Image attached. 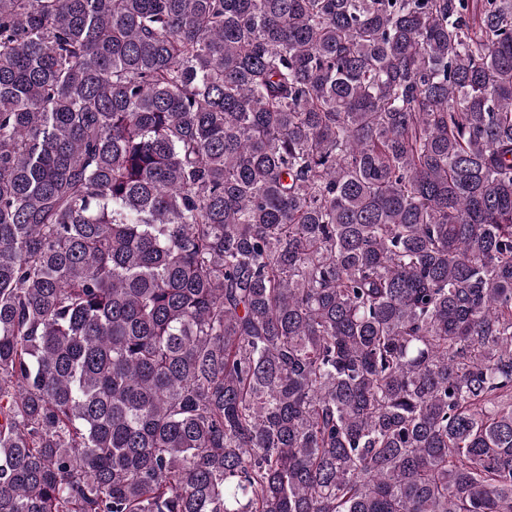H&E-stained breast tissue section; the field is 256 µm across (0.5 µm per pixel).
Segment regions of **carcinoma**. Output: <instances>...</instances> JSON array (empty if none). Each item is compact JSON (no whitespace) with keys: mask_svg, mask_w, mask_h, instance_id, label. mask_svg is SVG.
I'll list each match as a JSON object with an SVG mask.
<instances>
[{"mask_svg":"<svg viewBox=\"0 0 512 512\" xmlns=\"http://www.w3.org/2000/svg\"><path fill=\"white\" fill-rule=\"evenodd\" d=\"M0 512H512V0H0Z\"/></svg>","mask_w":512,"mask_h":512,"instance_id":"carcinoma-1","label":"carcinoma"}]
</instances>
